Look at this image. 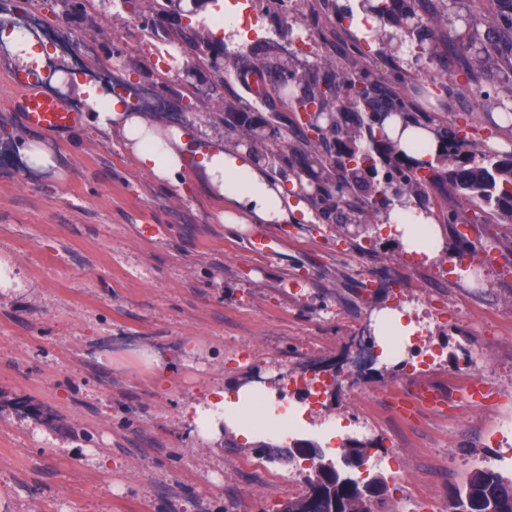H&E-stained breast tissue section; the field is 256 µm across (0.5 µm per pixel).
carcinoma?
Masks as SVG:
<instances>
[{
    "mask_svg": "<svg viewBox=\"0 0 512 512\" xmlns=\"http://www.w3.org/2000/svg\"><path fill=\"white\" fill-rule=\"evenodd\" d=\"M498 8L489 22L497 33L512 35V0H496ZM359 9L374 14L379 26L371 31L372 40L382 45L385 56L410 55L415 61L436 62L443 57L436 30L423 23L416 0H358ZM179 38L201 51L198 63L213 46L192 29L180 31ZM467 41L481 44L490 56L500 51L498 37L480 38L479 31ZM223 68L236 75L260 78L256 92L263 101H283L292 106H312L323 121L320 140L307 139L294 121L271 125L250 111L239 99L224 100V127L234 145L244 147L255 160L270 164L280 174L296 169L308 177L307 197L321 213L334 218L341 228L360 232L372 219L389 210L393 196L399 194L419 205L429 202L431 189L448 184L469 200L485 204L501 198L494 211L512 220V155L501 158L484 154L485 163L472 165L460 157L461 149L471 145L462 128H448L447 120L427 119L439 141V149L429 161L411 163L385 129V118L410 116L405 100L391 82L374 72L358 69L327 68L319 73L307 66L295 67L289 81L282 80L280 64L253 57L239 65L224 55ZM398 170L394 186L378 183L372 170L381 165ZM357 202L346 200L349 192ZM310 472L304 476L307 487L315 491V510L300 496L287 501L288 512H369L361 487L352 470H342L325 462L323 452L309 457ZM453 512H512V476L505 477L487 467L450 494Z\"/></svg>",
    "mask_w": 512,
    "mask_h": 512,
    "instance_id": "obj_1",
    "label": "carcinoma"
}]
</instances>
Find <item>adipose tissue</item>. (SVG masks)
Wrapping results in <instances>:
<instances>
[{"label":"adipose tissue","mask_w":512,"mask_h":512,"mask_svg":"<svg viewBox=\"0 0 512 512\" xmlns=\"http://www.w3.org/2000/svg\"><path fill=\"white\" fill-rule=\"evenodd\" d=\"M97 124L104 130H116L137 166L165 183L180 184L193 178L207 192L224 204L221 218L227 224H287L299 210L287 185L269 177L261 163L243 149H210L196 164L188 162V148L194 135L188 127H162L139 112H131L120 98H109L105 107L97 108ZM391 137L399 147L417 161L425 160L438 150L432 127L417 125L395 117L387 122ZM380 221L405 251L433 256L443 242L442 229L435 217L406 200L394 201ZM261 402L259 393L239 388L232 401H225L223 390L213 391L205 402L190 407L186 415L196 435L205 441H217L223 427L251 437L261 425L287 426L288 415L268 409L261 415L253 410Z\"/></svg>","instance_id":"ef3b65f1"}]
</instances>
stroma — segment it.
<instances>
[{
  "mask_svg": "<svg viewBox=\"0 0 512 512\" xmlns=\"http://www.w3.org/2000/svg\"><path fill=\"white\" fill-rule=\"evenodd\" d=\"M314 40L315 59L336 67L363 59L378 74L416 73L412 58L378 55L361 28L336 23L354 0H288ZM242 29L238 54L282 56L286 21L266 0H223ZM6 19L37 17L50 39L34 50L63 72L64 103L75 94L76 54L116 63L121 77L149 89L163 126H193L198 147L233 148L222 100L267 105L224 75L194 68L177 19L148 27L146 7L94 0L87 11L59 0H0ZM448 72L429 94L403 85L411 113L445 117L475 141L480 158L493 139L512 153V127L490 112L501 95L500 59L465 81L453 25H441ZM37 60L0 55V270L17 289L0 292V512H280L306 491V462L271 461L254 440L225 431L206 443L186 409L213 390L272 389L304 416L275 442H317L340 461L351 441L367 443L370 473L390 487L383 512H448V492L481 465L512 475V222L448 188L432 189L430 209L444 246L431 258L403 251L389 227L346 234L310 208L292 224H225L202 188L157 182L139 170L116 134L87 120L53 134L25 126L16 100ZM45 142L55 168L34 172L19 141ZM385 309L413 323L427 364L414 372L388 358L375 338L373 361L356 385L337 381L357 337L373 336ZM152 349L175 368L167 383L140 363ZM471 361L493 396L447 411L412 407L411 386L459 389Z\"/></svg>",
  "mask_w": 512,
  "mask_h": 512,
  "instance_id": "1",
  "label": "stroma"
}]
</instances>
